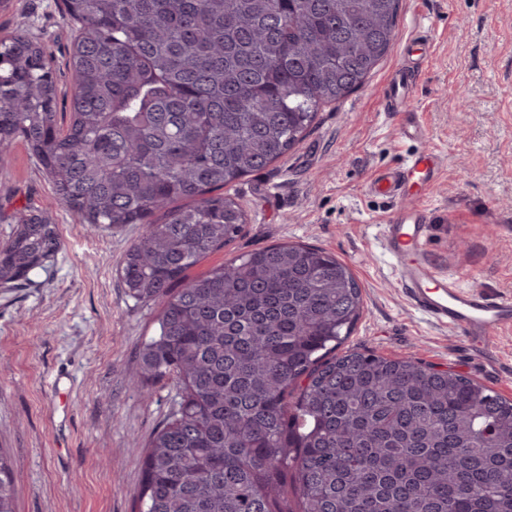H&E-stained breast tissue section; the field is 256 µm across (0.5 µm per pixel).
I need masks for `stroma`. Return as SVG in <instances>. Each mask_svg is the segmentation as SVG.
<instances>
[{
  "instance_id": "1",
  "label": "stroma",
  "mask_w": 512,
  "mask_h": 512,
  "mask_svg": "<svg viewBox=\"0 0 512 512\" xmlns=\"http://www.w3.org/2000/svg\"><path fill=\"white\" fill-rule=\"evenodd\" d=\"M429 26L434 54L413 91L423 146L444 165L426 203L437 270L492 296H512V0H400L396 37L366 84L323 107L307 137L228 189L247 214L241 235L194 269L277 243L321 247L353 272L363 310L343 350L415 357L450 368L512 399V337L489 362L462 336L403 298L382 246L387 200L367 182L415 146L400 115L383 111L402 47ZM24 32L55 56L60 96H70L72 30L63 0H0V37ZM57 227L59 253L29 282L0 286V448L13 462L17 512H135L136 453L178 400L170 379L151 395L135 384L138 352L157 306L136 303L118 278L141 231L83 224L22 140L0 155V243L19 213Z\"/></svg>"
}]
</instances>
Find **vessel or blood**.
Returning <instances> with one entry per match:
<instances>
[{"mask_svg": "<svg viewBox=\"0 0 512 512\" xmlns=\"http://www.w3.org/2000/svg\"><path fill=\"white\" fill-rule=\"evenodd\" d=\"M408 65L389 78L382 109L402 117L398 136L420 141L423 127L410 109L411 92L432 53L429 33H416L406 43ZM441 158L422 148L399 164L379 169L368 185L369 194L393 202L384 224L383 246L392 257L406 301L434 323L459 333L479 353L492 355V340L512 331V298L491 297L481 289L462 286L457 279L440 275L426 255L428 212L423 201L437 181Z\"/></svg>", "mask_w": 512, "mask_h": 512, "instance_id": "1", "label": "vessel or blood"}]
</instances>
